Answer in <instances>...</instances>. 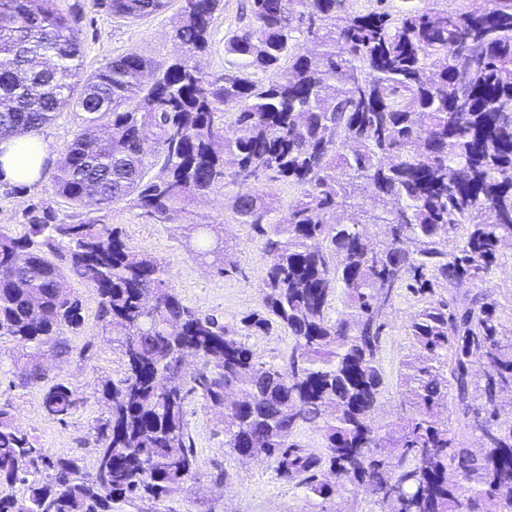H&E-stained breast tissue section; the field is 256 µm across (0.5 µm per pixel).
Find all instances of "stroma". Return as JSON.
Wrapping results in <instances>:
<instances>
[{"instance_id": "1", "label": "stroma", "mask_w": 512, "mask_h": 512, "mask_svg": "<svg viewBox=\"0 0 512 512\" xmlns=\"http://www.w3.org/2000/svg\"><path fill=\"white\" fill-rule=\"evenodd\" d=\"M246 3L247 0H223L215 16L212 47L201 61L214 76L225 73L224 40L245 24ZM180 6L181 0H171L165 12L135 22L112 17L102 9L85 11L79 38L86 69L131 52L160 62L179 54L180 47L173 41L171 30ZM41 200L50 201L60 217L76 220L77 210L52 196L47 183L23 186L1 181L0 226L20 230L26 209ZM195 210L210 215L225 228V273H217L199 261L196 245L187 242L174 225L161 223L123 203L101 212L100 217L104 223L118 226L129 243L168 264L172 281L187 306L215 315L223 322L238 320L257 303L258 286L266 268L264 238L252 226L237 223L221 196L200 201ZM71 287L82 300L84 324L66 334L71 348L69 356L48 359L47 365L53 380L66 383L85 398L84 407L63 424L47 417L41 408L42 388L18 385L17 368L12 361L18 347L9 336H0V404L10 405L17 425L34 436L42 448L57 457H78L89 471L95 461V444L88 433L103 412L93 397L94 386L98 378L119 377L124 362L120 352L108 342L97 318L99 298L95 289L78 279L72 280ZM467 289L473 295L488 293L497 304L502 322L512 327V245L501 246L489 273L468 283ZM418 307L416 296L403 287L386 310V341L381 353L385 391L378 410V419L384 423L395 419L400 362L412 348L406 327ZM187 420L200 471L209 473L222 468L227 470L228 480L203 491L188 483L172 494L167 505L150 501L119 503L115 512H163L167 507L173 512H304L302 491L280 481L273 463H244L234 458L224 446L220 427L200 404L190 406Z\"/></svg>"}]
</instances>
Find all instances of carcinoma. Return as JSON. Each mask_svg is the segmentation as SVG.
<instances>
[{"label":"carcinoma","instance_id":"cac0c4a2","mask_svg":"<svg viewBox=\"0 0 512 512\" xmlns=\"http://www.w3.org/2000/svg\"><path fill=\"white\" fill-rule=\"evenodd\" d=\"M60 2L0 0V140L73 112L82 129L41 171L53 195L77 210L125 202L177 224L222 275L224 225L183 220L222 193L266 236V270L256 308L228 324L184 304L166 263L97 217L68 223L42 202L23 233L1 227L0 335L20 348L19 386L43 388L42 408L60 423L85 404L43 365L70 353L65 331L83 324L72 277L95 288L124 370L95 385L106 411L91 427L90 472L47 454L0 405V512H113L162 503L188 481L224 482L222 469L199 471L186 420L195 396L224 447L273 462L303 490L306 512H335L341 491L382 512H512V407L500 402L512 394V338L487 295L457 305L512 240V0L406 11L387 0L364 11L356 0H249V23L224 39L222 77L198 61L221 0H183L172 30L182 53L167 63L132 52L91 71L83 6ZM169 2L89 0L131 22ZM297 32L310 48L296 47ZM262 181L296 190L279 223H269L273 193L232 192ZM359 197L381 236L372 248L363 222L345 217ZM463 224V246L448 250ZM404 284L421 306L398 421L382 424L383 308ZM275 324L293 346L265 361L243 337ZM186 349L202 359L196 377L183 370ZM450 398L453 423L441 413ZM312 426L319 454L298 439ZM42 466L52 481L29 480Z\"/></svg>","mask_w":512,"mask_h":512}]
</instances>
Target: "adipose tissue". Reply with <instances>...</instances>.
<instances>
[{"label": "adipose tissue", "mask_w": 512, "mask_h": 512, "mask_svg": "<svg viewBox=\"0 0 512 512\" xmlns=\"http://www.w3.org/2000/svg\"><path fill=\"white\" fill-rule=\"evenodd\" d=\"M50 158L49 144L34 135L0 142V180L17 185L35 183Z\"/></svg>", "instance_id": "ef3b65f1"}]
</instances>
